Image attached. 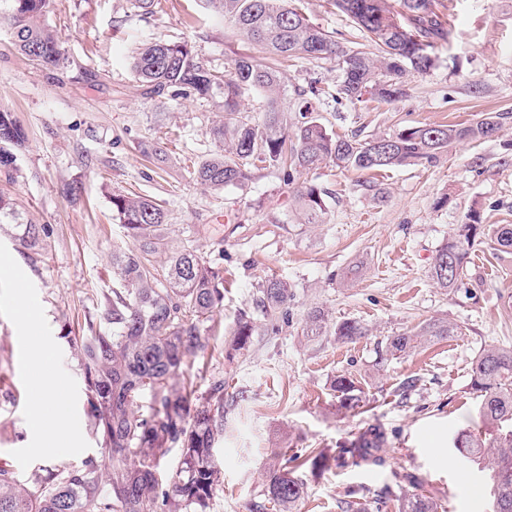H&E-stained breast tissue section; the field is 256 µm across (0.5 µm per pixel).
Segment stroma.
I'll return each mask as SVG.
<instances>
[{
	"mask_svg": "<svg viewBox=\"0 0 512 512\" xmlns=\"http://www.w3.org/2000/svg\"><path fill=\"white\" fill-rule=\"evenodd\" d=\"M299 6L342 46L367 49L329 0ZM434 10L450 30L436 66L410 74L406 96L391 104L321 103L317 117L329 131L363 142L408 126L512 113V0H434ZM46 22L68 57L60 70L19 52L0 25V111L27 133L15 164L0 167V193L23 219L50 230L39 250L0 236V258L29 276L22 293L0 274V466L31 484L47 467L103 456L76 341L88 328H111L112 251L129 244L112 197L135 193L164 201L172 244L196 247L223 280L222 308L200 325L208 348L194 359L198 392L224 382V441L215 450L224 489L210 512H273L266 473L277 454L314 448L333 456L371 425L387 434L381 465L333 462L307 475L300 512H341L350 500L368 512H397L398 497L412 489L408 474L445 512H491L489 471L461 460L453 439L476 417V357L512 346V253L476 244L453 291L437 287L429 272L469 211L489 229L512 224V125L491 139L452 144L429 165L382 172L326 165L290 181L262 164L245 186L214 191L187 168L218 149L211 130L224 118L222 91L147 96L131 62L140 45L161 38L188 43L221 72L247 53L248 41L207 0H155L148 13L132 0H53ZM336 76L333 60L297 58L282 70L281 99L296 105L312 81L332 85ZM158 149L166 152L159 165ZM305 183L322 192L321 223L298 220L295 195ZM70 184L80 187L78 198L64 194ZM272 277L291 290L288 323L259 327L248 353L228 356L239 314L252 310L258 286ZM19 294L33 307L50 374L68 383L73 440L58 441L54 422L35 420L23 382L28 342L14 306ZM315 307L327 321L311 337L306 322ZM431 319L455 323L458 335L388 355V337ZM344 321L363 325L366 336L337 341L334 328ZM344 373L361 381L363 408H339L331 383ZM411 379L415 387L403 391ZM39 445L49 453L33 454Z\"/></svg>",
	"mask_w": 512,
	"mask_h": 512,
	"instance_id": "stroma-1",
	"label": "stroma"
}]
</instances>
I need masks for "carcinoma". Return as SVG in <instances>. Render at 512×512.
Segmentation results:
<instances>
[{
    "instance_id": "obj_1",
    "label": "carcinoma",
    "mask_w": 512,
    "mask_h": 512,
    "mask_svg": "<svg viewBox=\"0 0 512 512\" xmlns=\"http://www.w3.org/2000/svg\"><path fill=\"white\" fill-rule=\"evenodd\" d=\"M0 14L8 23L18 51L45 68L63 69L68 57L46 24L52 0H8ZM214 10L245 37L253 52L233 60L231 69L217 75L197 60L186 42L154 40L133 58L132 70L151 93L176 88L206 95L213 87L224 89V121L212 130L222 144L220 152L200 162L192 175L209 189L238 187L250 178V167L268 163L293 173L310 172L331 163L357 171H386L398 166L423 165L437 158L452 143L487 138L486 125L503 130L508 116L488 113L470 124L410 126L393 134L377 135L367 142L329 132L319 119L288 124L279 104L284 63L303 55L334 59L339 72L335 88L310 86L317 98L350 104L367 100L395 102L406 94V78L425 73L437 64L435 44L450 31L433 10L432 0H332L363 32L373 50H347L315 25L293 0H208ZM249 92L266 99L262 120L241 116ZM27 134L9 112H0V166L13 163L10 148L24 144ZM306 224H318L324 201L313 184L296 193ZM112 211L119 217L131 245L112 251L118 286L112 289L106 314L112 331L89 330L79 337L89 414L103 441L105 459H89L81 468L55 467L28 486L0 468V512H208L214 495L224 487L222 469L214 448L224 437V380L213 382L207 396L196 394L194 374L187 359L207 348L199 324L223 306L224 289L219 274L192 246L169 245L167 212L156 200L140 195L112 196ZM6 229L26 249L44 246L49 237L44 224L19 223L9 199L0 194V230ZM486 236L477 212L458 224L436 251L431 278L450 291L466 277L470 250ZM498 250L512 252V224L492 230ZM166 255L164 267L150 260ZM256 307L271 326L288 319L291 291L271 278L258 288ZM257 331L254 318L244 312L232 331V350H249ZM455 325L431 320L387 343L392 355L406 354L438 338L453 336ZM336 339L352 342L367 335L356 321L336 326ZM340 407L354 410L364 402L362 383L340 375L332 384ZM152 392L148 413L134 408V395ZM471 389L480 398L476 428L458 433L459 455L490 471L493 512H512V428L493 433L503 423L512 425V347L482 351L473 364ZM385 433L371 427L338 448L329 457L315 449L283 457L270 465L266 496L276 512H299L306 483L297 471L312 473L328 467L330 460L378 464ZM181 451L179 465L165 470L170 449ZM106 489H101L102 471ZM433 497L407 493L398 512H439Z\"/></svg>"
}]
</instances>
